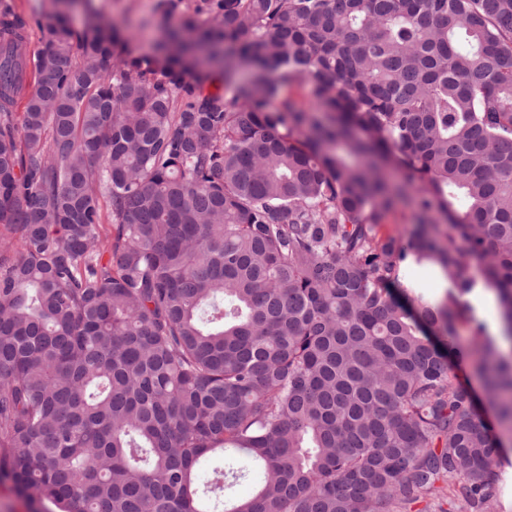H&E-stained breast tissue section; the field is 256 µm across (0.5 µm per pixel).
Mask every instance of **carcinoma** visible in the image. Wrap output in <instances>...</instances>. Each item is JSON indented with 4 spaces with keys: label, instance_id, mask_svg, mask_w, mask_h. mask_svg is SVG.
<instances>
[{
    "label": "carcinoma",
    "instance_id": "1",
    "mask_svg": "<svg viewBox=\"0 0 512 512\" xmlns=\"http://www.w3.org/2000/svg\"><path fill=\"white\" fill-rule=\"evenodd\" d=\"M25 29L0 19V482L205 512L254 469L222 512H500L512 352L470 297L512 345V0H201L158 48L214 92L116 26L60 12L32 63ZM463 324L493 422L430 336ZM219 448L244 465L199 483Z\"/></svg>",
    "mask_w": 512,
    "mask_h": 512
}]
</instances>
